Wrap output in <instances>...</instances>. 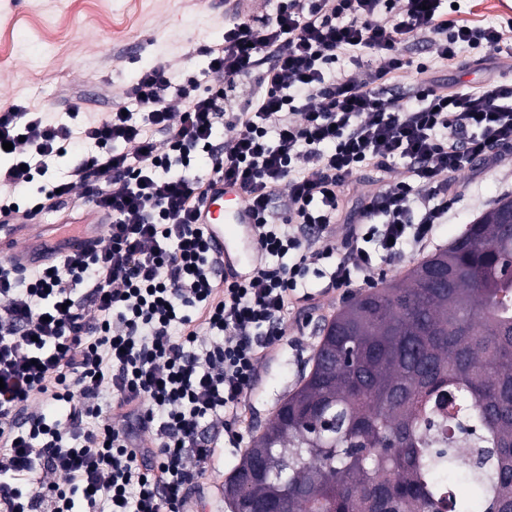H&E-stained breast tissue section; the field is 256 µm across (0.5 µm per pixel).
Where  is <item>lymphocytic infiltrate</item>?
Here are the masks:
<instances>
[{
  "mask_svg": "<svg viewBox=\"0 0 512 512\" xmlns=\"http://www.w3.org/2000/svg\"><path fill=\"white\" fill-rule=\"evenodd\" d=\"M444 2L282 0L225 23L223 42L201 50L206 91L180 107L159 64L98 119L0 111L13 158L0 166V212L29 219L61 195L108 228L106 244L27 277L0 267V512H73L78 495L85 512H191L217 448L244 443L239 419L288 310L372 283L377 259L434 242L455 203L449 175L512 152V83L451 91L433 76L465 55L495 59L504 33L457 23ZM419 39L428 59L416 63L406 46ZM342 57L350 70L329 78ZM76 138L84 160L20 200ZM400 160L405 179L349 202L354 176ZM212 178L239 182L256 211L265 260L240 282L220 275L194 222ZM288 253L293 264L276 263ZM312 269L318 291L300 290Z\"/></svg>",
  "mask_w": 512,
  "mask_h": 512,
  "instance_id": "1",
  "label": "lymphocytic infiltrate"
}]
</instances>
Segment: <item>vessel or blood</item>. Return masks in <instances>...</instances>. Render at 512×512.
I'll return each mask as SVG.
<instances>
[{
	"instance_id": "obj_1",
	"label": "vessel or blood",
	"mask_w": 512,
	"mask_h": 512,
	"mask_svg": "<svg viewBox=\"0 0 512 512\" xmlns=\"http://www.w3.org/2000/svg\"><path fill=\"white\" fill-rule=\"evenodd\" d=\"M196 223L211 247L224 261L223 275L234 282L247 278L259 258L256 217L240 185L223 180L212 181L209 192L199 204ZM59 233L69 251L83 250L90 240L84 225L64 224ZM26 248L12 238L0 237V264H31Z\"/></svg>"
}]
</instances>
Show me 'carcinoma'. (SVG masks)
<instances>
[{"instance_id":"obj_1","label":"carcinoma","mask_w":512,"mask_h":512,"mask_svg":"<svg viewBox=\"0 0 512 512\" xmlns=\"http://www.w3.org/2000/svg\"><path fill=\"white\" fill-rule=\"evenodd\" d=\"M308 365L225 480L228 512H512V195L354 295ZM436 413L466 424V449L432 447Z\"/></svg>"}]
</instances>
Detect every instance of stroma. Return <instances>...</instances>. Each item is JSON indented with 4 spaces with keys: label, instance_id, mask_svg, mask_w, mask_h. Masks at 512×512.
I'll use <instances>...</instances> for the list:
<instances>
[{
    "label": "stroma",
    "instance_id": "stroma-1",
    "mask_svg": "<svg viewBox=\"0 0 512 512\" xmlns=\"http://www.w3.org/2000/svg\"><path fill=\"white\" fill-rule=\"evenodd\" d=\"M224 0H0V110L19 104L51 116L79 104L105 113L120 102L123 86L159 62L173 76L168 101L184 102L183 90H204V56L198 50L224 38ZM449 87L473 88L493 77L512 80V59L437 72ZM457 202L438 245L453 240L501 196L512 195V156L500 166L474 165L450 175ZM342 303L322 297L317 307L289 311L286 342L275 359L263 362L258 387L247 397L240 428L245 436L267 423L278 401L308 368L319 330ZM239 451L221 448L213 469L192 490L195 512H227L223 484Z\"/></svg>",
    "mask_w": 512,
    "mask_h": 512
}]
</instances>
